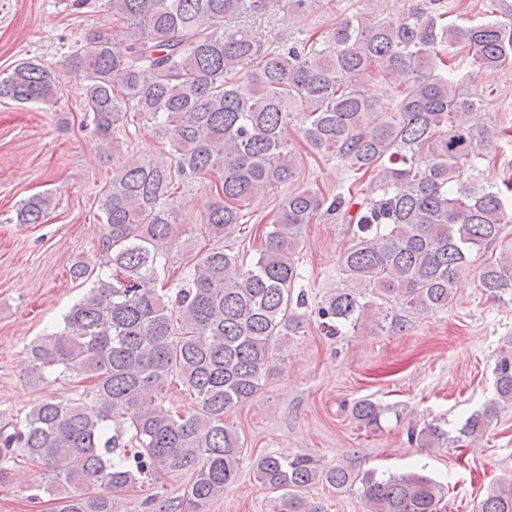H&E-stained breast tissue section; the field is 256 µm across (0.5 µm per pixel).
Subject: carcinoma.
<instances>
[{"instance_id": "carcinoma-1", "label": "carcinoma", "mask_w": 512, "mask_h": 512, "mask_svg": "<svg viewBox=\"0 0 512 512\" xmlns=\"http://www.w3.org/2000/svg\"><path fill=\"white\" fill-rule=\"evenodd\" d=\"M113 25L87 32L65 60L85 81L86 125L106 149L130 128H150L168 156L128 159L100 193L104 224L99 265L78 261L89 293L63 327L35 341L28 374L63 368L89 380L85 398L50 400L0 423V467L23 456L42 464L32 500L54 496L55 512H112L111 494L158 470L191 473L195 512L234 485L244 441L225 416L253 399L277 344L302 328L308 295L297 253L306 224L328 212L352 229L341 254L344 286L317 303L330 334L357 329L381 304L409 315L443 310L474 258L512 222V178H481L494 127L472 124L480 101L459 90L461 64L491 74L512 68V14L463 20L451 0H420L397 15L388 0L336 18L325 35L290 32L267 41L248 21L288 8L303 15L331 0H104ZM393 85L387 105L370 83ZM56 74L23 61L0 76V99L53 106ZM313 153L347 165L355 180L328 199L300 187V161L288 126ZM216 175L202 218L224 241L243 224L249 202L288 186L267 225L265 246L249 264L222 245L199 255L175 292L158 286L159 258L173 243L175 182ZM370 177L378 194L355 181ZM51 196L17 211L39 224ZM479 287L512 297V251L486 264ZM178 380L198 410L164 406ZM495 395L451 436L440 422L411 430L423 448L481 438L512 403V350L494 367ZM388 407L365 398L351 407L374 430ZM128 416V429L111 422ZM255 478L279 493L275 512H321L306 490L360 483L369 512H437L441 487L416 470L360 475L323 466L307 454L258 457ZM479 512H512V481L491 486Z\"/></svg>"}]
</instances>
